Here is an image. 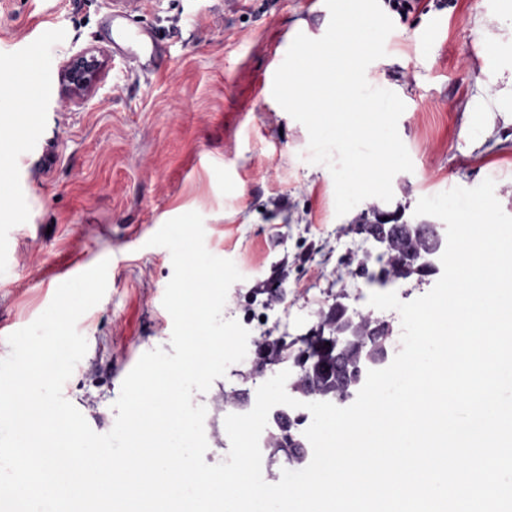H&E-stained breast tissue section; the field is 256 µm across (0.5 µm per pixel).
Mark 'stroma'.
<instances>
[{
    "label": "stroma",
    "mask_w": 512,
    "mask_h": 512,
    "mask_svg": "<svg viewBox=\"0 0 512 512\" xmlns=\"http://www.w3.org/2000/svg\"><path fill=\"white\" fill-rule=\"evenodd\" d=\"M395 28L372 84L406 108L398 133L413 163L395 175L391 202L369 198L335 213L328 168L309 161L308 132L272 96L273 77L297 34L327 30L324 0H0V113L38 112L34 128L0 132L13 169L0 225V358L11 334L32 323L74 271L108 261L103 299L77 322L88 350L63 386L93 431L108 433L113 404L141 355L169 348L162 304L170 252L150 245L168 220L202 215L205 246L232 260L242 281L223 316L251 339L294 340L342 298L369 309L379 291L409 302L436 276L369 282L358 267L370 245L359 231L374 212L415 224L421 197L495 182L512 215V123L500 95L512 68V0H380ZM125 12L156 29L167 58L135 71L105 37ZM99 51L101 79L88 98L57 112L62 64ZM283 279L277 298L270 283ZM251 359L231 365L194 403L205 405V461L230 449L223 392L243 387Z\"/></svg>",
    "instance_id": "35a3bbf8"
}]
</instances>
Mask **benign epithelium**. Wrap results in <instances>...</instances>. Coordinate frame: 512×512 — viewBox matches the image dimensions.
Listing matches in <instances>:
<instances>
[{
    "label": "benign epithelium",
    "instance_id": "1",
    "mask_svg": "<svg viewBox=\"0 0 512 512\" xmlns=\"http://www.w3.org/2000/svg\"><path fill=\"white\" fill-rule=\"evenodd\" d=\"M100 64L94 54H89L77 61L66 63L61 68L62 91L55 101V110L62 112L72 104L85 99L100 79ZM361 232L383 239L395 231L405 229L411 233H419L429 238L430 247L425 254H408L405 262L416 266L419 270L437 268V262L443 254L447 237L443 224H395L390 221L373 220L359 226ZM348 333L336 337L333 341L336 350V364H341L343 356L352 349L359 352L366 351V358L374 361L376 349L384 345L385 338L390 333V325L380 320L366 322L361 314L347 315ZM304 352L302 358L317 353L325 344L324 331L310 329L305 335L299 337ZM296 341L283 342L279 354L273 356L261 346H255L253 368L250 378L262 377L268 367L291 363L293 374L288 389L290 392L309 385L313 381L310 372L303 369V365L294 360L293 347ZM224 405L231 406L238 411H247L251 407L250 389H234L224 393ZM270 414L276 422L280 433L281 454L285 460L303 458L308 455L307 442L299 429L302 415L293 413L286 405L273 407Z\"/></svg>",
    "mask_w": 512,
    "mask_h": 512
}]
</instances>
